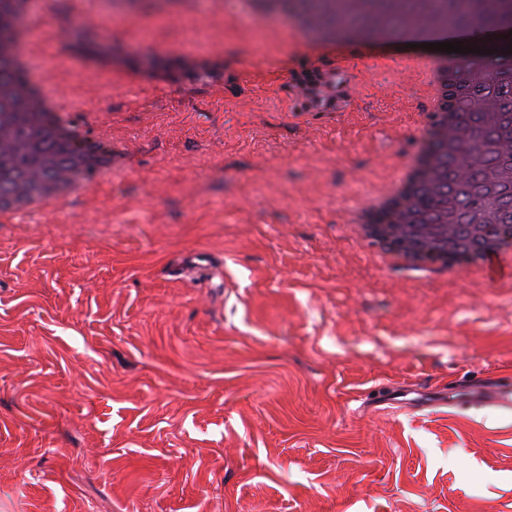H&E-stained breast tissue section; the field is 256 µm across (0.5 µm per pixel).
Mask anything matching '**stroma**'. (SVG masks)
Instances as JSON below:
<instances>
[{"mask_svg": "<svg viewBox=\"0 0 512 512\" xmlns=\"http://www.w3.org/2000/svg\"><path fill=\"white\" fill-rule=\"evenodd\" d=\"M35 2L42 79L118 153L0 223V512H512V416L358 410L512 375V281L383 265L343 224L420 139L406 36ZM332 63L344 111H305Z\"/></svg>", "mask_w": 512, "mask_h": 512, "instance_id": "obj_1", "label": "stroma"}]
</instances>
